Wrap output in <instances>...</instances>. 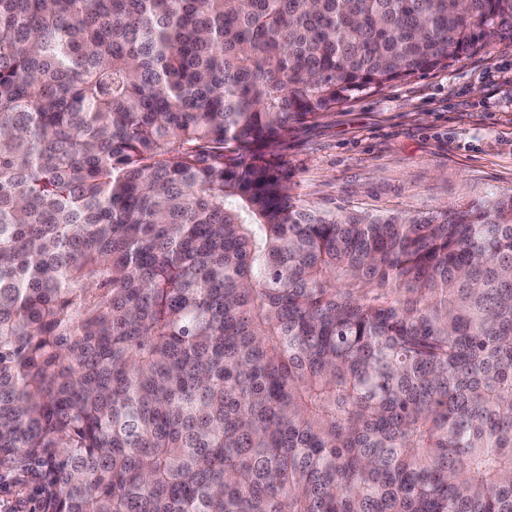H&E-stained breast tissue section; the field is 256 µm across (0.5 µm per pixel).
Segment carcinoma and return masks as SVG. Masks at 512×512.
I'll return each mask as SVG.
<instances>
[{
    "label": "carcinoma",
    "instance_id": "carcinoma-1",
    "mask_svg": "<svg viewBox=\"0 0 512 512\" xmlns=\"http://www.w3.org/2000/svg\"><path fill=\"white\" fill-rule=\"evenodd\" d=\"M512 0H0V464L43 512H512V195L312 209L288 131Z\"/></svg>",
    "mask_w": 512,
    "mask_h": 512
}]
</instances>
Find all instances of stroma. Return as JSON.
Wrapping results in <instances>:
<instances>
[{"mask_svg":"<svg viewBox=\"0 0 512 512\" xmlns=\"http://www.w3.org/2000/svg\"><path fill=\"white\" fill-rule=\"evenodd\" d=\"M292 193L333 213L428 214L512 194V34L289 132Z\"/></svg>","mask_w":512,"mask_h":512,"instance_id":"1","label":"stroma"}]
</instances>
